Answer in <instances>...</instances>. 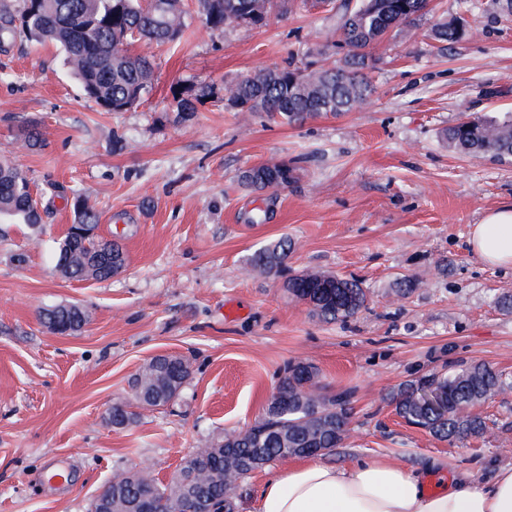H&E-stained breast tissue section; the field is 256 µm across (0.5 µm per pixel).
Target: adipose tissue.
Returning a JSON list of instances; mask_svg holds the SVG:
<instances>
[{"label":"adipose tissue","instance_id":"ef3b65f1","mask_svg":"<svg viewBox=\"0 0 512 512\" xmlns=\"http://www.w3.org/2000/svg\"><path fill=\"white\" fill-rule=\"evenodd\" d=\"M469 244L489 265L512 267V204L474 225ZM427 473L388 458L338 466L311 456L272 472L252 512H512V465L434 488Z\"/></svg>","mask_w":512,"mask_h":512}]
</instances>
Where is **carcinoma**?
Masks as SVG:
<instances>
[{"label": "carcinoma", "instance_id": "1", "mask_svg": "<svg viewBox=\"0 0 512 512\" xmlns=\"http://www.w3.org/2000/svg\"><path fill=\"white\" fill-rule=\"evenodd\" d=\"M199 14L211 28L266 26L269 15L288 0H198ZM428 0H359L344 6L338 19L339 62L308 70L285 67L259 72L224 83V100L236 112H264L277 122L298 124L322 115H339L364 108L374 87L368 72L376 59L370 48L391 32L408 34L427 13ZM182 0H19L18 8L0 0V38L17 34L37 42H53L65 52L66 64L85 95L105 112H123L148 95L154 70L144 56L129 54L126 46L138 40L175 43L186 29ZM473 34L463 17L432 25L429 38L446 45ZM211 90L192 84L173 90V111L190 117L196 104ZM448 149L471 157L512 160V116L502 119L469 118L442 130ZM294 170L285 162L255 166L242 173V182L254 189L286 187ZM79 225L68 228L59 243V259L66 261L76 280H106L110 275L98 262L99 251L115 253L120 268L127 257L120 247L88 233L97 228L99 215L77 191H71ZM30 181L13 162L0 160V222L42 223ZM293 251L286 237L259 247L249 259L261 273L278 272ZM419 282L402 277L394 298L406 299ZM288 292L325 322L347 321L366 307L367 292L360 281L319 271L288 279ZM190 375L188 363L174 356L150 360L133 379L132 402L112 404V426L125 427L139 417L138 410L169 405ZM441 391L432 403L421 395L425 380ZM509 387L503 375L481 364L452 374L432 373L404 384L392 399L396 413L408 423L439 440L483 438L485 420L472 409ZM350 395H326L317 369L307 363L288 365L275 386L262 416L245 430L227 435L210 448L188 457L180 478L163 485L149 473L124 471L112 478V512H142L148 500L153 512L190 508L194 492H204L236 512L239 489L249 475L274 460L296 457L298 448L339 447L349 432Z\"/></svg>", "mask_w": 512, "mask_h": 512}]
</instances>
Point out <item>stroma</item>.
<instances>
[{
	"label": "stroma",
	"instance_id": "stroma-1",
	"mask_svg": "<svg viewBox=\"0 0 512 512\" xmlns=\"http://www.w3.org/2000/svg\"><path fill=\"white\" fill-rule=\"evenodd\" d=\"M345 0H290L266 27L210 29L197 11L177 43L138 41L154 88L124 112L88 99L56 46L17 36L0 43V157L17 164L47 208L42 224L0 223V512H91L123 470L168 483L197 449L252 425L279 373L312 364L325 393L351 394L350 431L325 458L343 465L388 457L426 469L447 463L484 478L512 464V389L478 405L489 437L440 441L394 411L401 386L473 364L512 382V269L487 265L468 239L484 213L512 203V163L451 152L442 129L461 114L512 112V21L502 0H480L472 37L432 51V21L463 13L462 0H432L411 34L373 46L374 92L362 110L297 125L225 110L221 95L191 118L169 109L179 83L221 88L228 80L337 58L336 19ZM40 148L22 147L28 124ZM288 163V187L254 192L242 170ZM79 191L98 211L100 237L128 256L105 281L58 275L57 243L75 220L43 192L46 180ZM288 237L287 275L330 271L362 281L368 306L324 323L289 297L287 275L249 259ZM418 288L395 301L396 278ZM81 305L86 328L48 331L41 313ZM158 355L191 364L179 398L142 411L123 428L113 403Z\"/></svg>",
	"mask_w": 512,
	"mask_h": 512
}]
</instances>
